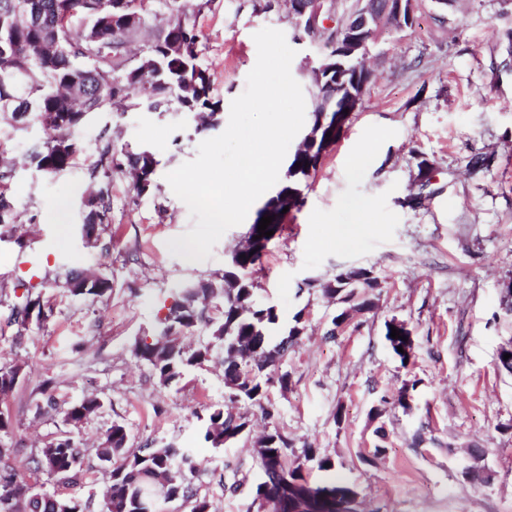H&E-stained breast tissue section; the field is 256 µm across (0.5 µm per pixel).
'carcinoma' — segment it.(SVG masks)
Returning <instances> with one entry per match:
<instances>
[{"mask_svg":"<svg viewBox=\"0 0 512 512\" xmlns=\"http://www.w3.org/2000/svg\"><path fill=\"white\" fill-rule=\"evenodd\" d=\"M12 0H0V124L21 130L34 117L44 131V140L30 157L37 171L53 175L68 169L81 145L75 130L86 114L104 108L125 110L137 104L141 95L153 97L156 108L169 105L171 97L193 112L213 116L220 111V101L212 96L210 73L198 63L202 32L196 18L209 8L212 0H127L139 14L132 25L115 10L117 0H31L32 20L24 26L10 22ZM159 12L168 15L169 22L146 45L138 65H124L127 48L152 16ZM350 71L349 91L364 96L367 87L363 78L366 62L357 56L344 60ZM313 100L311 138L305 148L294 154L285 173L282 187L268 199L259 217H273L272 230H283L284 207L297 209L303 201V187L336 140L327 136L338 120L336 103L327 102L318 84L311 85ZM158 161L149 150L129 152L116 150L111 136H101L97 164L88 171L94 192L83 202L84 223L107 224L111 210L110 179L115 171L129 170L134 175L136 196L143 197L154 189L153 175ZM14 170L0 165V226L20 222L21 214L6 195ZM242 258L232 270L219 279L198 286L179 289L178 300L169 308L161 327L172 323L185 332L206 327L215 343L224 348V389L234 398L258 408L271 418L269 407L271 378L261 375L278 364L286 348L300 336V317L288 329L287 337L273 345L270 331L279 325V315L273 306L258 305L254 299V283L247 271L261 258L263 251H252L247 245L239 250ZM73 296L101 298L108 294L112 282L103 274H91L80 283L67 282ZM328 294L356 311L370 310L374 302L364 297L356 300L354 286L348 287L338 279L321 284ZM224 299L223 319L216 321L208 315L207 301ZM13 315L20 325L45 317L40 300L31 297L14 307ZM402 337L410 335L405 325L396 321L386 323L385 337L402 364L410 362L413 345L390 336L391 328ZM403 351H398V348ZM211 345L184 348L159 333L140 338L133 345L137 361L148 365L163 386L178 382L192 367L210 356ZM21 367L0 366V395L16 388ZM97 398H84L64 411V419L74 425L81 423L101 409ZM233 415L224 406L211 408L204 429V441L217 449L235 435H226ZM272 444L256 442V461L263 478L255 486L254 502L265 512H336L334 495L349 489V484L330 480L310 483L302 466L288 467L292 442L288 436L270 434ZM127 434L123 425L114 422L97 449L98 459L110 464L118 462L115 471L120 477L111 481L106 494L110 505L102 512H155L160 497L168 493L194 500L192 512H213L212 503L196 497L192 477L195 473L190 451L169 446L149 444L136 450L126 448ZM33 469L70 477L81 464V448L66 437L49 443L31 458ZM14 495L0 502V512H18L23 502L27 512H59L58 505L69 504L73 512H86L87 503L78 497H59L41 492L19 482Z\"/></svg>","mask_w":512,"mask_h":512,"instance_id":"cac0c4a2","label":"carcinoma"}]
</instances>
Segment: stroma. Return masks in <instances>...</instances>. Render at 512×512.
Listing matches in <instances>:
<instances>
[{"label": "stroma", "instance_id": "obj_1", "mask_svg": "<svg viewBox=\"0 0 512 512\" xmlns=\"http://www.w3.org/2000/svg\"><path fill=\"white\" fill-rule=\"evenodd\" d=\"M414 8L412 28L386 24L370 40L374 78L361 104L309 178L302 206L252 271L256 303L276 306L280 315L274 340L293 322L303 327L276 367L290 382L271 387V418L228 401L221 352L164 386L132 348L136 338L155 334L182 286L223 275L250 228L228 229L207 260L173 255L168 240L193 223L165 176L225 130L228 107L257 60L254 34L270 27L292 36L296 19L287 0L267 14L254 12L252 0H213L198 16L200 62L222 104L207 130L175 102L157 111L92 112L75 131L82 147L75 164L53 176L27 161L44 138L40 124L12 132L7 194L22 221L0 238V366H21L23 377L0 396V409L12 417L10 455L0 470L100 512L111 468L96 449L117 422L127 448L152 441L191 449L193 485L216 512H257L253 488L261 472L253 443L278 431L310 482L327 474L306 460V449L330 455L363 512H512V372L498 359L512 343L503 293L512 280V0H416ZM104 131L115 147L147 149L158 161L156 188L143 199L128 176L113 174L106 253L82 232L86 172L99 158ZM422 157L433 165L424 187L416 181ZM62 205L63 229L50 220ZM24 257L37 258L44 275L30 290L19 287L15 271ZM352 268L372 270L380 286L372 310L351 312L336 327L340 305L321 285ZM73 269L100 270L112 280L111 293L95 301L73 297L62 283ZM29 295L40 298L47 316L23 326L12 311ZM393 319L414 339L405 367L385 339ZM47 382L60 409L42 415ZM404 390L406 409L396 403ZM87 396L102 401L99 412L77 425L65 422L63 408ZM217 404L250 423L219 450L202 437ZM64 437L83 450L77 475L33 471L29 457ZM378 445L383 454H375Z\"/></svg>", "mask_w": 512, "mask_h": 512}]
</instances>
